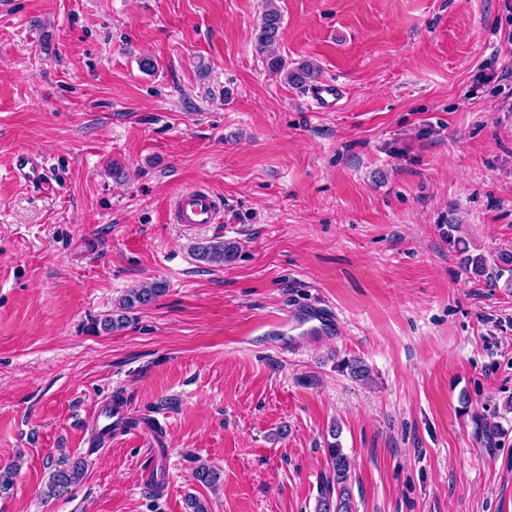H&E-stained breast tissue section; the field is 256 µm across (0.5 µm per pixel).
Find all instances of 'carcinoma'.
<instances>
[{"instance_id":"obj_1","label":"carcinoma","mask_w":512,"mask_h":512,"mask_svg":"<svg viewBox=\"0 0 512 512\" xmlns=\"http://www.w3.org/2000/svg\"><path fill=\"white\" fill-rule=\"evenodd\" d=\"M264 6L262 23L255 35V45L267 70L282 75L286 81L295 86L315 80L318 72L313 64L304 62L296 67H290L288 61L274 51V46L281 36L282 14L274 0H265ZM237 251L238 247L232 243L209 241L196 248L195 257L209 266H222L231 262L236 257ZM464 264L475 276H486L488 280H493L484 257L469 256L464 259ZM164 291L163 285L154 283L128 292L120 299L116 309L95 320V326L106 333L124 328L129 323L128 311L138 305L149 304ZM330 433L334 442L327 448L329 474L322 478L316 512H352L350 461L340 444L336 442L340 435V428L335 426L331 428ZM50 467L51 473L47 485L49 497L77 484L85 471V464L81 460L73 464L61 460L50 464ZM192 478L202 485L214 488L220 481V474L209 466L200 464L193 470Z\"/></svg>"}]
</instances>
